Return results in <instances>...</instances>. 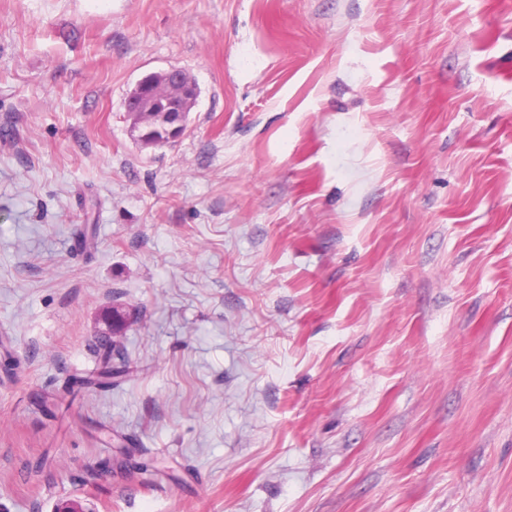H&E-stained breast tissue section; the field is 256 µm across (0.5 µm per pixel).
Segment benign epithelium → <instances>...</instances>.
<instances>
[{
	"instance_id": "obj_1",
	"label": "benign epithelium",
	"mask_w": 512,
	"mask_h": 512,
	"mask_svg": "<svg viewBox=\"0 0 512 512\" xmlns=\"http://www.w3.org/2000/svg\"><path fill=\"white\" fill-rule=\"evenodd\" d=\"M197 97L195 80L179 68L152 72L140 79L126 99V112L137 143L147 146L141 127L150 112L169 114L167 143L178 141L186 132L188 115Z\"/></svg>"
}]
</instances>
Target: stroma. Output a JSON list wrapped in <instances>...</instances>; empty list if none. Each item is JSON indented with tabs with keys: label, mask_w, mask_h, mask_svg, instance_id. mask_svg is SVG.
Wrapping results in <instances>:
<instances>
[{
	"label": "stroma",
	"mask_w": 512,
	"mask_h": 512,
	"mask_svg": "<svg viewBox=\"0 0 512 512\" xmlns=\"http://www.w3.org/2000/svg\"><path fill=\"white\" fill-rule=\"evenodd\" d=\"M68 499L512 512V0H0V512ZM198 88L195 80L184 70L168 68L149 73L140 79L126 99V112L131 121V132L142 147L161 146L178 141L186 132L189 112L195 107ZM154 117L145 120L144 131L150 139L161 138L164 120L169 113L168 140L145 143L141 131L144 116Z\"/></svg>",
	"instance_id": "35a3bbf8"
}]
</instances>
